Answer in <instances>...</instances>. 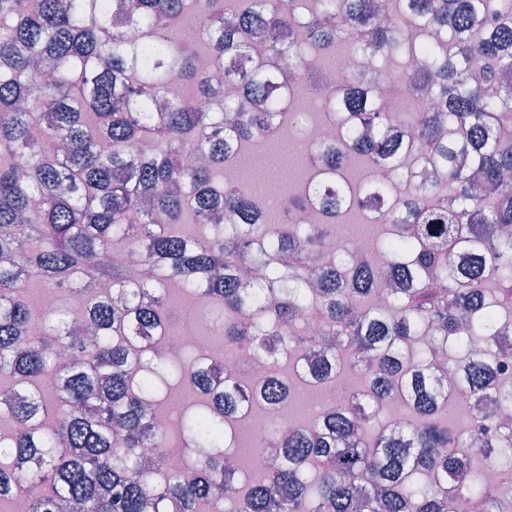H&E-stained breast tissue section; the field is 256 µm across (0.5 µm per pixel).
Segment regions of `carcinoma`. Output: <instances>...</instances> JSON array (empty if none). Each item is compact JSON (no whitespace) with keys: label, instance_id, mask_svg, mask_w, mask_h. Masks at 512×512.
I'll return each mask as SVG.
<instances>
[{"label":"carcinoma","instance_id":"carcinoma-1","mask_svg":"<svg viewBox=\"0 0 512 512\" xmlns=\"http://www.w3.org/2000/svg\"><path fill=\"white\" fill-rule=\"evenodd\" d=\"M190 16L196 39L174 41ZM338 46L372 53L380 68L414 64L404 92L436 102L403 119L400 136L360 74L342 81L357 111L324 103L343 146L389 168L369 202L406 233L380 243L389 268L346 255L340 269L272 270L262 299L236 270L264 262L269 238L280 257L311 256L334 232L255 224L252 199L221 179L234 148L285 115L279 67L255 61L289 58L295 89L304 62ZM507 71L512 0H382L370 14L359 0H0V374L11 378L0 397L14 427L0 440V504L16 509L25 489L27 512H209L225 500L233 512H458L463 501L504 512L512 483L490 482L487 469L512 472V432L495 428L512 411L499 365L508 353L497 349L512 328V190H495L512 173V142L498 138L512 128ZM178 77L214 107L166 99ZM224 84L237 97H221ZM411 154L441 177L394 199ZM339 170L322 150L318 176L333 186L312 191L338 210L350 194ZM474 213L499 229L487 248ZM451 242L471 253L453 278ZM116 251L130 263L113 264ZM30 279L58 295L55 307L29 303ZM171 281L214 303L227 344L270 367L288 358L323 383L347 362L366 380L311 430L273 426L268 474L243 492L232 451L231 468L138 467V449L164 447L155 420L169 376L210 394L182 421L199 447H233L226 417L246 399L220 360L188 345L175 360L145 349L165 333L156 286ZM64 289L85 297L73 323ZM310 311L321 328L309 345L326 357L312 370L298 339ZM458 394L472 400L460 428L440 416ZM390 403L409 420L383 417Z\"/></svg>","mask_w":512,"mask_h":512}]
</instances>
